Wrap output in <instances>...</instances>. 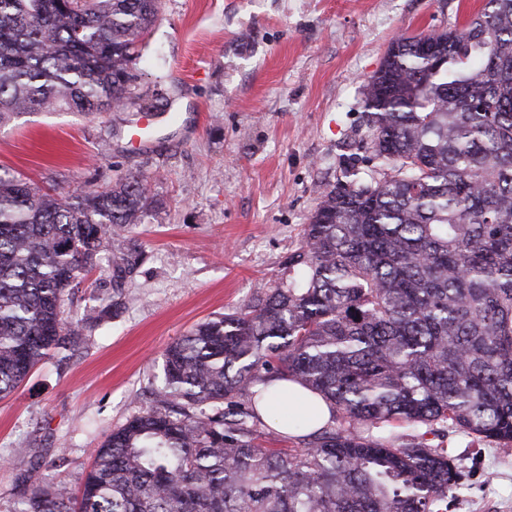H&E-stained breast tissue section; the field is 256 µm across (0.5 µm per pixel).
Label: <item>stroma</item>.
Wrapping results in <instances>:
<instances>
[{"label":"stroma","instance_id":"stroma-1","mask_svg":"<svg viewBox=\"0 0 512 512\" xmlns=\"http://www.w3.org/2000/svg\"><path fill=\"white\" fill-rule=\"evenodd\" d=\"M483 0H162L138 91L178 114L148 146L127 111L42 112L0 126V168L43 190L147 177L160 206L125 237L144 251L112 304L104 250L63 304L82 326L0 400V512L38 463L78 491L95 448L148 405L165 348L288 278L319 189L366 176L364 84L399 35L462 25ZM466 487L448 512H512V448L444 441Z\"/></svg>","mask_w":512,"mask_h":512}]
</instances>
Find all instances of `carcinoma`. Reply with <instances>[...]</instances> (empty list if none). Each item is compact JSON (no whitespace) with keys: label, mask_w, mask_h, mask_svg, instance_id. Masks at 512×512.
I'll use <instances>...</instances> for the list:
<instances>
[{"label":"carcinoma","mask_w":512,"mask_h":512,"mask_svg":"<svg viewBox=\"0 0 512 512\" xmlns=\"http://www.w3.org/2000/svg\"><path fill=\"white\" fill-rule=\"evenodd\" d=\"M160 10L0 0V125L151 111L134 65ZM365 107L380 178L321 191L288 281L167 347L79 497L34 468L13 512H440L464 472L427 435L512 447V0L396 39ZM156 206L139 175L61 195L0 170V399L78 335L65 293L109 245L123 295L140 254L112 230ZM277 381L329 407L300 448L257 443Z\"/></svg>","instance_id":"obj_1"}]
</instances>
